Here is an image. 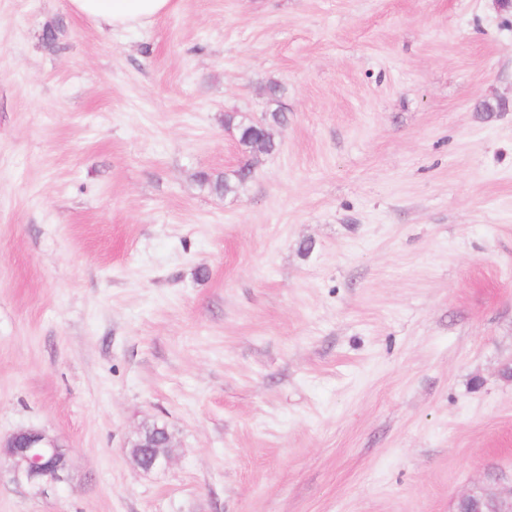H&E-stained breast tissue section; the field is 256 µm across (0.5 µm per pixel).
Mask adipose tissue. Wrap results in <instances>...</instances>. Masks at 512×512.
<instances>
[{"instance_id":"obj_1","label":"adipose tissue","mask_w":512,"mask_h":512,"mask_svg":"<svg viewBox=\"0 0 512 512\" xmlns=\"http://www.w3.org/2000/svg\"><path fill=\"white\" fill-rule=\"evenodd\" d=\"M68 6L108 31L135 29L173 10L172 0H68Z\"/></svg>"}]
</instances>
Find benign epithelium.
I'll return each mask as SVG.
<instances>
[{
	"instance_id": "benign-epithelium-1",
	"label": "benign epithelium",
	"mask_w": 512,
	"mask_h": 512,
	"mask_svg": "<svg viewBox=\"0 0 512 512\" xmlns=\"http://www.w3.org/2000/svg\"><path fill=\"white\" fill-rule=\"evenodd\" d=\"M163 440L152 436L138 437L130 454L138 468L145 472L161 469L169 462L168 431H162ZM11 462L13 479L29 489L42 493L50 487L66 483L69 469L68 449L55 436L38 429H21L7 439H0V458ZM512 512V491L503 492L482 487L460 497L457 512Z\"/></svg>"
}]
</instances>
